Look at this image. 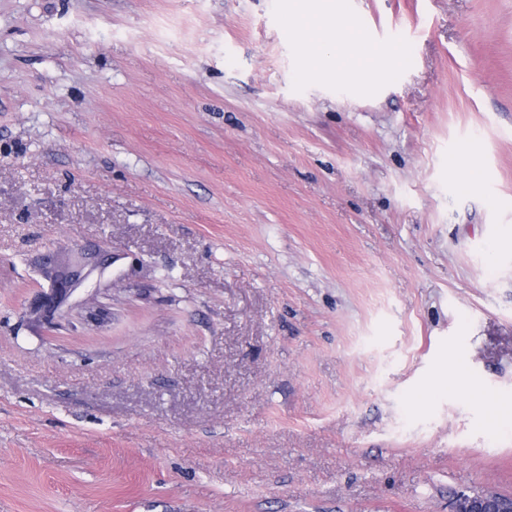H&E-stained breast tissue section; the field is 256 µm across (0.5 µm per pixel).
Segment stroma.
Listing matches in <instances>:
<instances>
[{
  "label": "stroma",
  "instance_id": "1",
  "mask_svg": "<svg viewBox=\"0 0 512 512\" xmlns=\"http://www.w3.org/2000/svg\"><path fill=\"white\" fill-rule=\"evenodd\" d=\"M112 247V319L27 305ZM512 495V0H0V512Z\"/></svg>",
  "mask_w": 512,
  "mask_h": 512
}]
</instances>
